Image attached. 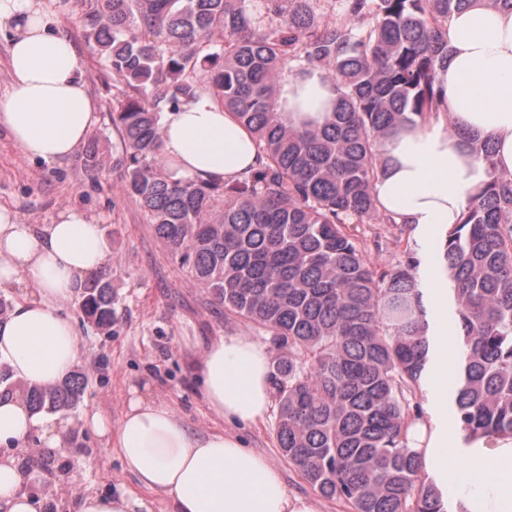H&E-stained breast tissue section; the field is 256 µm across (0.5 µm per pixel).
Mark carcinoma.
Masks as SVG:
<instances>
[{
  "mask_svg": "<svg viewBox=\"0 0 512 512\" xmlns=\"http://www.w3.org/2000/svg\"><path fill=\"white\" fill-rule=\"evenodd\" d=\"M83 36L116 82L123 190L179 268L261 327L277 351L271 374L281 455L322 496L350 512H465L428 479L407 429L433 353L420 259L405 225L379 209L373 183L383 143L439 108L437 67L448 58V18L470 0H79ZM292 62L324 66L336 103L322 125L294 129L275 97ZM207 90L249 127L258 167L238 179L173 180L162 163L160 114ZM493 167L490 138L472 139ZM104 162L99 139L82 158ZM390 224L402 259L373 266L350 225ZM457 341L448 395L463 439L512 436V178L495 175L445 235ZM103 274L81 308L112 325ZM76 373L25 390L36 413H72Z\"/></svg>",
  "mask_w": 512,
  "mask_h": 512,
  "instance_id": "1",
  "label": "carcinoma"
}]
</instances>
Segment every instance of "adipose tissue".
Listing matches in <instances>:
<instances>
[{"instance_id": "obj_1", "label": "adipose tissue", "mask_w": 512, "mask_h": 512, "mask_svg": "<svg viewBox=\"0 0 512 512\" xmlns=\"http://www.w3.org/2000/svg\"><path fill=\"white\" fill-rule=\"evenodd\" d=\"M55 0H0V29L13 33L8 48L10 94L0 99V125L29 157L70 159L98 122V108L81 77L83 59L61 36ZM449 55L438 69V112L422 126L404 125L386 138L384 172L373 184L382 212L411 236L440 243L458 223L476 189L491 173L512 175V11L471 0L448 21ZM282 119L320 124L336 89L320 68L284 73L278 89ZM491 137L494 168L473 155L468 135ZM158 135L173 179L230 180L256 165L252 131L209 94L166 109ZM108 263L95 215L78 208L52 224H23L0 208V288L22 291L0 321V363L23 385H50L71 372L80 339L65 308L80 284ZM430 333L438 338L437 380L448 374V282L434 276L428 295ZM202 395L216 416L252 425L271 404L265 350L243 336H226L204 352ZM118 424L85 413L86 425L114 448L142 489L163 494L169 512H316L311 500L290 494L278 469L224 430L191 434L174 412L138 389ZM69 425L31 415L22 393L0 396V512H37L31 472L14 455L30 438L63 453ZM408 445L431 475H447L462 459L485 474L467 512H512V436L464 440L448 423V393L438 388L428 419L410 428Z\"/></svg>"}]
</instances>
